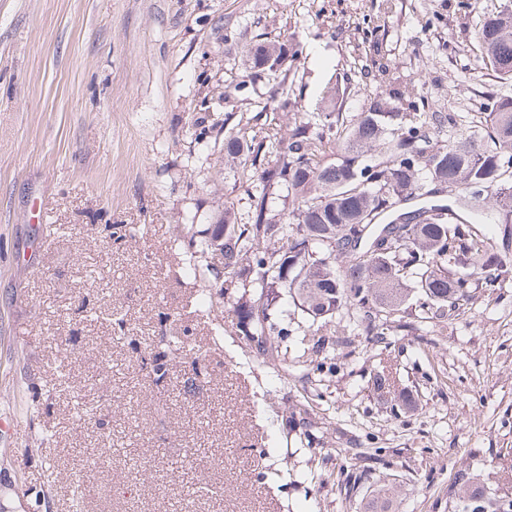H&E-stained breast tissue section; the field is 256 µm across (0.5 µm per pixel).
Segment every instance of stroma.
I'll use <instances>...</instances> for the list:
<instances>
[{
    "label": "stroma",
    "mask_w": 512,
    "mask_h": 512,
    "mask_svg": "<svg viewBox=\"0 0 512 512\" xmlns=\"http://www.w3.org/2000/svg\"><path fill=\"white\" fill-rule=\"evenodd\" d=\"M502 4L0 0V417L13 421L0 431V512H72L78 448L103 455L81 512H363L391 481L392 512H446L463 469L512 497V274L394 343L337 346L312 450L283 416L315 337H289L286 381L256 361L233 313L215 335L196 313L206 284L177 242L212 222L217 194L248 207L222 125L266 122L272 83L245 68L251 48L302 46L288 76L298 111L398 112L418 71L419 111L458 113L482 133L504 89L473 50L480 18ZM374 45L391 82L371 75ZM120 227L141 239L115 241ZM180 326L209 367L191 400L183 364L160 382L138 365ZM383 369L395 385L380 396L371 378ZM74 387L100 419H75ZM363 464L360 487L342 490L339 472ZM269 468L282 487L261 479Z\"/></svg>",
    "instance_id": "stroma-1"
}]
</instances>
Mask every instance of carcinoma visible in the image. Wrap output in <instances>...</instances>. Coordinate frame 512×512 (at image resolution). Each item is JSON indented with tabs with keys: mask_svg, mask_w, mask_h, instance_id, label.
<instances>
[{
	"mask_svg": "<svg viewBox=\"0 0 512 512\" xmlns=\"http://www.w3.org/2000/svg\"><path fill=\"white\" fill-rule=\"evenodd\" d=\"M481 61L501 83L512 82V0L484 19L478 30ZM302 50L271 41L248 53L250 68L277 72ZM265 107L273 119L288 117L286 132L224 136V156L245 172H260L248 189L249 209L231 200L188 249L198 275L214 277L219 295L256 292L232 305L236 327L262 363L291 375L281 344L293 326L328 324L351 312L353 336L377 341L389 330L443 319L469 296L473 277L490 287L512 270V256L494 241L495 215L512 214V98L485 113L488 138L461 127L442 139L453 113L385 112L373 105L349 118L321 112L316 120L294 111L288 90H274ZM452 187L466 197L484 188L483 206L466 216L445 215L431 204L380 224L377 217L408 197L428 196L429 186ZM283 192L272 212L271 189ZM163 357L142 363L160 382L167 361L188 365L189 387L208 374L193 352L188 330L161 339ZM391 487L374 491L365 512H390ZM448 512H512V498L499 496L469 473L448 486Z\"/></svg>",
	"mask_w": 512,
	"mask_h": 512,
	"instance_id": "carcinoma-1",
	"label": "carcinoma"
}]
</instances>
